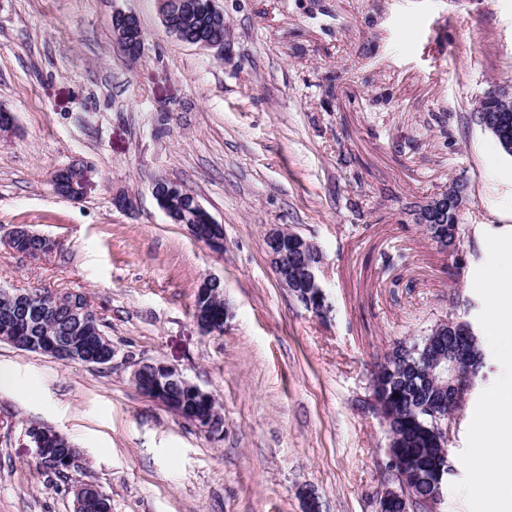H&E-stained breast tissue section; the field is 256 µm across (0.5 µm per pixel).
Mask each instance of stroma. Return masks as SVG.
I'll use <instances>...</instances> for the list:
<instances>
[{"mask_svg": "<svg viewBox=\"0 0 512 512\" xmlns=\"http://www.w3.org/2000/svg\"><path fill=\"white\" fill-rule=\"evenodd\" d=\"M224 55L178 40L158 0H0V287L85 293L107 325L112 362L61 364L0 342V512H73L69 484L96 482L112 512H378L388 434L369 406L371 373L395 342L457 317L484 333L485 269L512 243V157L476 122L512 82V0H219ZM133 13L128 56L112 18ZM81 160L90 186L57 195ZM163 176L224 226L214 252L173 224ZM455 182L466 234L441 252L413 203ZM137 199L115 208L116 192ZM27 224L56 247L8 248ZM315 242L328 310L282 288L271 228ZM231 316L204 335L192 315L206 275ZM449 444L454 471L433 512H495L465 465L487 392L512 376L493 339ZM160 361L213 391L224 433H198L133 386ZM46 425L82 451L52 486L25 430Z\"/></svg>", "mask_w": 512, "mask_h": 512, "instance_id": "1", "label": "stroma"}]
</instances>
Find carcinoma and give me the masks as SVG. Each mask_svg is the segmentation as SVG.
Here are the masks:
<instances>
[{
    "instance_id": "obj_1",
    "label": "carcinoma",
    "mask_w": 512,
    "mask_h": 512,
    "mask_svg": "<svg viewBox=\"0 0 512 512\" xmlns=\"http://www.w3.org/2000/svg\"><path fill=\"white\" fill-rule=\"evenodd\" d=\"M184 8L172 12L170 25L187 36L197 39H224V21L213 10L208 0H179ZM122 34L140 44L143 33L135 17L118 23ZM509 123L502 129L487 130L500 151L512 157V111ZM159 194L173 211L180 224H200L197 208L188 190L181 184L166 181ZM426 237L448 252H456L465 235L460 214L450 208L435 215L430 223L422 225ZM13 249L38 258L47 254L43 243L29 238L14 242ZM36 299L42 312L34 315L0 294V342L19 350L46 352L55 343H63L77 351L81 361L90 365H106L112 361V339L106 333L101 318L90 310L84 293L70 292L58 295L40 291ZM452 355L470 368L476 379L485 367L481 341L473 326L463 320L449 317L436 322L426 336L413 341H400L384 362L373 373L370 387L375 395L389 435L388 447L399 458L408 459L402 475L411 488L418 508L426 510L425 501L433 493L430 477L440 460L448 454V444L440 440L433 426V411L442 409L448 416V393L433 385L426 377V359ZM47 435L60 436L56 453L64 457L77 448L65 435L48 426H41Z\"/></svg>"
}]
</instances>
